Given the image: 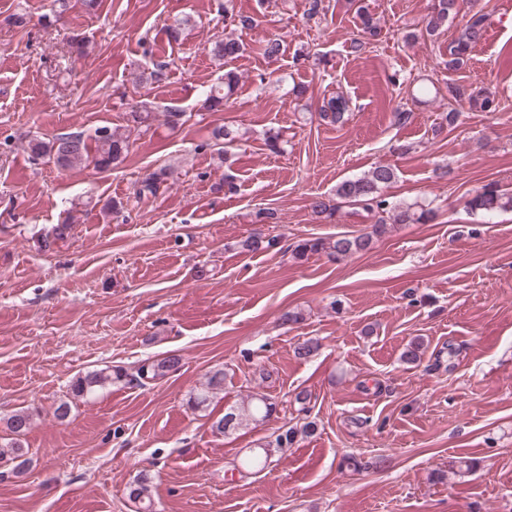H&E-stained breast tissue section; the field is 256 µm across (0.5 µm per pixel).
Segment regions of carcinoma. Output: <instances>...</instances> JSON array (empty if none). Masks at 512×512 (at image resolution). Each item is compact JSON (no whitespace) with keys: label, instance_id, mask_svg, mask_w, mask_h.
<instances>
[{"label":"carcinoma","instance_id":"carcinoma-1","mask_svg":"<svg viewBox=\"0 0 512 512\" xmlns=\"http://www.w3.org/2000/svg\"><path fill=\"white\" fill-rule=\"evenodd\" d=\"M464 0H434L432 12L425 27L428 36H435L441 29L454 20L462 9ZM467 20L460 34L448 42V61L446 66L450 71H459L467 64L468 54L474 44L479 42L489 23V14L478 10L466 13ZM244 51L243 43L235 38L224 37L214 41L211 52L218 60L228 61L239 57ZM238 83V76L232 71L224 72V81L211 86L205 94L202 108L207 112H222L229 106V100L234 87ZM454 96L459 101L468 102L473 109L489 110L494 99L491 95L482 92H467L464 86L454 87ZM347 111V103L341 97H331L320 107V119L331 125L341 124ZM152 117L149 104L140 102L130 106L127 112L128 125L141 127L146 125ZM217 145L218 154L226 153V147L238 141L237 130L226 126H218L212 132ZM129 140L125 133L109 127H101L95 131L91 139H86L80 132L63 133L44 140L32 138L27 142V149L35 159H45L62 170H72L81 167L93 166L100 172H107L117 166L129 151ZM395 179L394 169L388 165H378L367 174L348 179L336 186V202H331L321 196L309 199V208L314 216L322 220H333L343 203L360 207L374 220L372 233L357 236L343 235L334 240L324 238L304 239L293 246L292 256L301 259L312 254L325 253L339 259L350 254L370 249L373 236L386 232L389 224L424 223L432 218V211L423 207L417 209L412 204L394 203L382 193V189ZM168 172L164 168L149 172L137 181L133 187V195L137 199L156 196L160 190L166 188ZM467 207L472 212L494 213L497 211H512V193L501 188L496 182H489L477 190L467 201ZM80 217L75 211H70L63 222L57 225L49 238L45 239V246L49 247L55 240L67 236L71 226L79 223ZM277 244V239L267 237L260 232L248 236L241 248L248 252L268 250ZM181 357L177 354H168L162 358L147 361L141 364L136 376L130 378L121 367L110 371H95L77 378L71 385L72 392L84 395L92 392L95 387L107 383L137 382L163 378L180 368ZM224 388V371L212 372L204 387L190 397L189 406L193 410L209 405L212 395ZM278 404L266 395H255L231 406L212 424V428L225 434L243 426L259 425L270 420L277 413ZM33 422V414L29 409H20L8 419L10 432L18 437L26 434ZM296 431L292 427L282 426L274 440L269 445L274 448H288L295 442ZM27 451L19 442L11 447L0 448V461L19 460L16 468L20 469L29 462L25 458ZM268 461V449L245 458L241 462V469L246 471L260 470ZM151 477L142 474L130 486L129 497L140 504L142 512H152L150 495Z\"/></svg>","mask_w":512,"mask_h":512}]
</instances>
